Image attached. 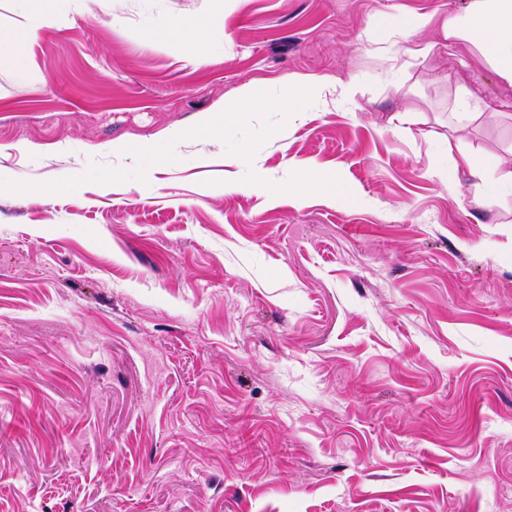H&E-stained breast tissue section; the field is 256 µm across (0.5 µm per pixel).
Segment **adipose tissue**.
<instances>
[{"label": "adipose tissue", "mask_w": 512, "mask_h": 512, "mask_svg": "<svg viewBox=\"0 0 512 512\" xmlns=\"http://www.w3.org/2000/svg\"><path fill=\"white\" fill-rule=\"evenodd\" d=\"M23 21L15 27L0 26V54H13L21 70H28L27 49L37 45L44 32L65 23L69 17L86 12L88 0H10ZM438 28L441 42H464L473 54L480 56L494 73L501 86L512 88V0H467L463 14L445 15L435 21L433 15L397 11L374 18L372 28L377 33L398 37L418 34ZM311 90L319 96L347 97L353 92L350 84L338 79H315L292 74L285 79L277 96L270 98L269 106L287 110L289 101L302 90ZM482 177L483 194H512V161H489L479 152L461 153L454 169L440 168L436 176L446 186L456 184L458 169ZM252 186L264 189L270 198L287 192L306 197L311 191H325L319 173L309 171L293 182H280L262 171H255Z\"/></svg>", "instance_id": "adipose-tissue-1"}]
</instances>
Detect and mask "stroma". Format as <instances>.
<instances>
[{
  "label": "stroma",
  "mask_w": 512,
  "mask_h": 512,
  "mask_svg": "<svg viewBox=\"0 0 512 512\" xmlns=\"http://www.w3.org/2000/svg\"><path fill=\"white\" fill-rule=\"evenodd\" d=\"M464 6L89 0L0 56V512H512V195L435 176L512 154V89L371 33ZM291 74L355 91L268 109ZM433 24V14L397 11L376 16L372 23V29L379 34L395 38L405 33L424 32L431 29ZM454 103L451 112H457L467 120H476L489 109L472 90L464 85H455ZM252 187L264 189L273 200H276L280 195L288 193L289 191H293L297 196L304 198L313 190L323 193L331 201H336V198L347 200L346 196L336 195L335 192L329 191L315 169L297 176L292 183L275 181L266 173L259 170L254 172L253 179L248 184H238L237 182L227 180L224 182L225 191H238Z\"/></svg>",
  "instance_id": "1"
}]
</instances>
